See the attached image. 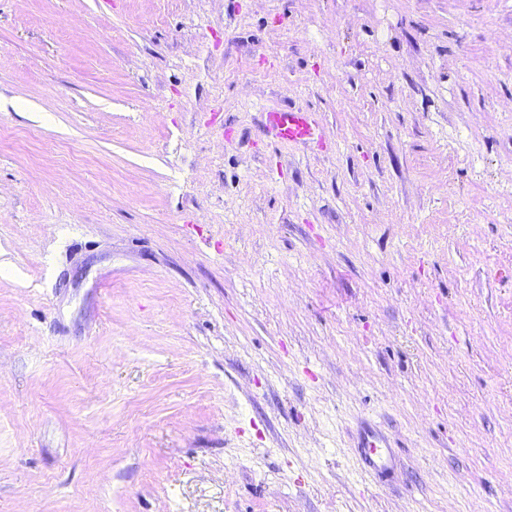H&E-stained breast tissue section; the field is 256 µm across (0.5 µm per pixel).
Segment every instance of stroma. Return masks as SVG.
<instances>
[{
    "instance_id": "1",
    "label": "stroma",
    "mask_w": 512,
    "mask_h": 512,
    "mask_svg": "<svg viewBox=\"0 0 512 512\" xmlns=\"http://www.w3.org/2000/svg\"><path fill=\"white\" fill-rule=\"evenodd\" d=\"M0 512H512V0H0ZM262 116L265 136L270 144L287 143L320 152L328 149V138L315 112L288 105L284 108L267 109L262 112ZM357 448L361 470L365 474H382L391 468L395 459L391 441L378 428L365 429Z\"/></svg>"
}]
</instances>
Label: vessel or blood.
I'll return each instance as SVG.
<instances>
[{
    "mask_svg": "<svg viewBox=\"0 0 512 512\" xmlns=\"http://www.w3.org/2000/svg\"><path fill=\"white\" fill-rule=\"evenodd\" d=\"M262 125L269 143H287L326 151L328 138L320 126L315 112L289 105L265 110ZM358 453L363 473L379 475L391 468L395 450L388 437L377 428L365 429L358 443Z\"/></svg>",
    "mask_w": 512,
    "mask_h": 512,
    "instance_id": "b4317fda",
    "label": "vessel or blood"
}]
</instances>
